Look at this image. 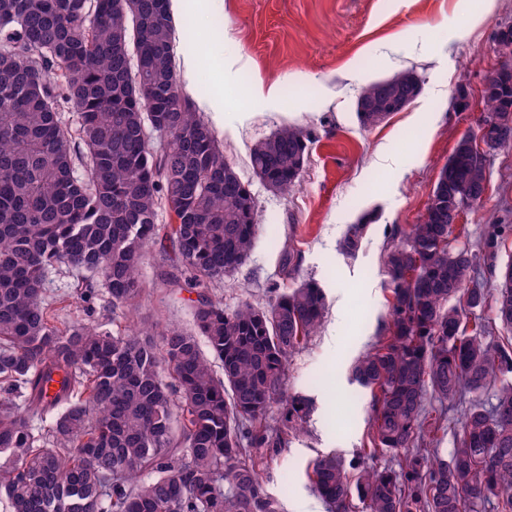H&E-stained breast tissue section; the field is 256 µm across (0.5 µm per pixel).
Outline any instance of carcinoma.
<instances>
[{"mask_svg": "<svg viewBox=\"0 0 512 512\" xmlns=\"http://www.w3.org/2000/svg\"><path fill=\"white\" fill-rule=\"evenodd\" d=\"M172 37L169 0H0V493L11 512H282L252 455L314 411L285 375L326 296L305 280L229 312L209 293L248 260L260 224L249 185L179 92ZM484 82L482 111L512 117V68ZM386 83L361 89L362 128L398 111ZM308 142L279 127L250 149L253 174L294 190ZM488 176L461 137L423 218L386 252L385 333L351 367L372 396L370 447L305 468L329 512H512V340L493 345L492 322L464 323L489 301L512 331V264H496V229L478 251L452 238ZM368 228L364 216L347 225L340 253L355 257ZM169 250L200 289L195 331L55 324L52 270L78 272L82 301L102 291L125 311L142 297L144 261ZM481 265L496 279L489 295ZM428 394L463 405L446 459ZM387 455L397 467L376 466Z\"/></svg>", "mask_w": 512, "mask_h": 512, "instance_id": "1", "label": "carcinoma"}]
</instances>
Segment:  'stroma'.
<instances>
[{"mask_svg": "<svg viewBox=\"0 0 512 512\" xmlns=\"http://www.w3.org/2000/svg\"><path fill=\"white\" fill-rule=\"evenodd\" d=\"M466 22L458 0H224L209 25L197 21L196 0H186L173 20L177 62L195 64L182 92L194 104L224 95V116L213 122L224 153L248 182L261 229L249 259L215 281L212 296L227 309L241 302L265 303L302 280L325 291L324 320L288 362L289 390L314 399L310 419L289 444L258 462L284 512H328L304 476L318 454L334 450L353 458L366 446L371 396L352 383L350 366L381 334L386 322L388 278L384 258L394 228L422 219L441 167L461 135L482 116L481 89L498 57L495 36L512 25V0H499L495 13L464 40H448L445 18ZM401 33L403 41L386 38ZM360 77L343 79L344 68ZM415 70L420 96L403 111L362 129L355 101L362 84ZM278 84L283 105L273 109L254 99L256 81ZM466 84L469 111H457L453 94ZM292 124L310 136L300 186L283 194L256 178L251 147L279 126ZM372 224L358 255L339 252L347 225L362 215ZM493 224L505 227L499 264L512 260V151L494 153L483 207L465 212L458 242L482 244ZM75 272L53 271L49 295L65 299L62 324L105 323L131 332L174 325L193 328L195 289L190 275L171 257L143 265L145 291L127 314L112 312L106 298L86 303L73 297Z\"/></svg>", "mask_w": 512, "mask_h": 512, "instance_id": "stroma-1", "label": "stroma"}]
</instances>
